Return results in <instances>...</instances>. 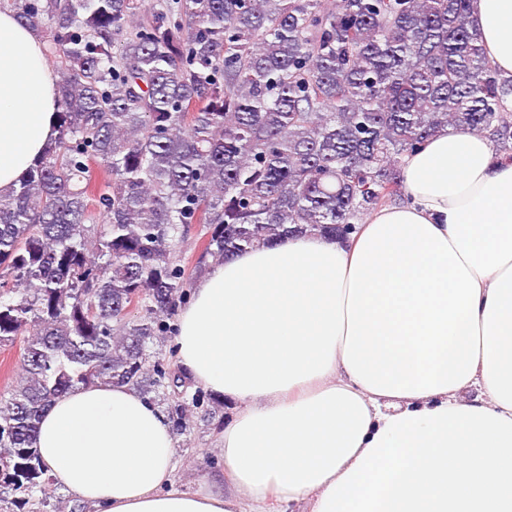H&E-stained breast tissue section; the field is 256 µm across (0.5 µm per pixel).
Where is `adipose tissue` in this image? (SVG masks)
Instances as JSON below:
<instances>
[{"instance_id":"adipose-tissue-1","label":"adipose tissue","mask_w":512,"mask_h":512,"mask_svg":"<svg viewBox=\"0 0 512 512\" xmlns=\"http://www.w3.org/2000/svg\"><path fill=\"white\" fill-rule=\"evenodd\" d=\"M512 73V0H472ZM42 39L0 13V194L57 135ZM404 197L345 239L303 234L210 267L176 324L178 363L232 405L224 468L173 480L163 411L128 386L58 398L36 446L95 512H512V164L446 127Z\"/></svg>"}]
</instances>
